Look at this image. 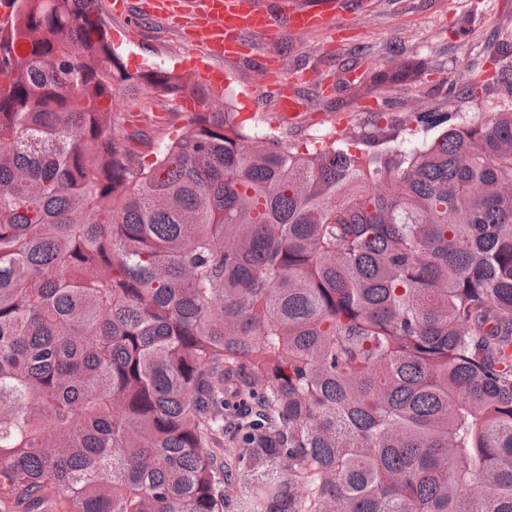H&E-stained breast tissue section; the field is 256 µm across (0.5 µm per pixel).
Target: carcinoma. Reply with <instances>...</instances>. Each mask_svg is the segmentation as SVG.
Returning <instances> with one entry per match:
<instances>
[{"instance_id":"1","label":"carcinoma","mask_w":512,"mask_h":512,"mask_svg":"<svg viewBox=\"0 0 512 512\" xmlns=\"http://www.w3.org/2000/svg\"><path fill=\"white\" fill-rule=\"evenodd\" d=\"M5 2L0 512H512V104L155 144L114 95L203 83Z\"/></svg>"}]
</instances>
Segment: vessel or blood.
Segmentation results:
<instances>
[{"mask_svg": "<svg viewBox=\"0 0 512 512\" xmlns=\"http://www.w3.org/2000/svg\"><path fill=\"white\" fill-rule=\"evenodd\" d=\"M274 0L252 6L248 0H139L136 13L147 19H163L177 25L184 38L204 50L206 56L237 63L246 61L252 51L251 37L283 40L285 33L324 28L330 17L312 8L294 7L288 11V27L276 23ZM307 109L297 92L282 93L275 110L282 116L296 118Z\"/></svg>", "mask_w": 512, "mask_h": 512, "instance_id": "obj_1", "label": "vessel or blood"}]
</instances>
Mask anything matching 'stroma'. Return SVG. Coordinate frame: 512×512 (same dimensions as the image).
I'll return each mask as SVG.
<instances>
[{
    "label": "stroma",
    "instance_id": "stroma-1",
    "mask_svg": "<svg viewBox=\"0 0 512 512\" xmlns=\"http://www.w3.org/2000/svg\"><path fill=\"white\" fill-rule=\"evenodd\" d=\"M110 0H97L107 22L109 37L129 67L152 66L194 72L199 56L178 30L158 20L140 24L136 38L127 35L129 18L113 14ZM338 26L288 35L277 43H260L246 66L221 58L207 61L209 69L224 75V92L242 115L263 129L287 131L289 139L312 142L326 132L342 133L366 120L369 111L385 107L400 116L406 112L440 109L471 117L490 111L497 98L486 97L474 105L464 95L460 78L469 74L489 76L501 59L502 43L512 40V0H329ZM286 61V75L310 73L300 83L308 108L294 124L274 112L262 80L265 57ZM405 57L425 59L408 81L373 85L372 70L390 66ZM359 76L346 81L350 66ZM346 81L343 90L326 91V84ZM113 107L127 131L137 129L172 134L184 126L181 108L165 98H155L149 109L126 94H116Z\"/></svg>",
    "mask_w": 512,
    "mask_h": 512
}]
</instances>
